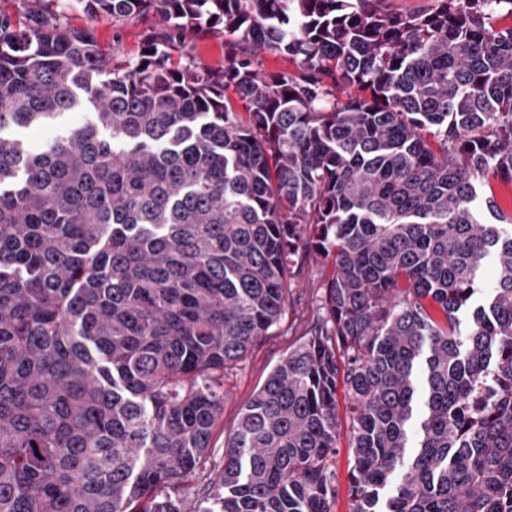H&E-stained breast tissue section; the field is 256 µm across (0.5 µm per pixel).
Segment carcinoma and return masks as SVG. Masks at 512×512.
Returning <instances> with one entry per match:
<instances>
[{"instance_id":"cac0c4a2","label":"carcinoma","mask_w":512,"mask_h":512,"mask_svg":"<svg viewBox=\"0 0 512 512\" xmlns=\"http://www.w3.org/2000/svg\"><path fill=\"white\" fill-rule=\"evenodd\" d=\"M72 10L149 21L140 58ZM502 13L512 0L0 11V512H185L224 375L319 259L322 312L242 406L203 512H332L340 388L352 512H512ZM204 35L224 67L195 62ZM278 54L294 69L266 71ZM82 107L93 120L66 127ZM30 127L59 132L4 134ZM190 53L201 67L219 69L224 66V39L202 38L194 41Z\"/></svg>"}]
</instances>
